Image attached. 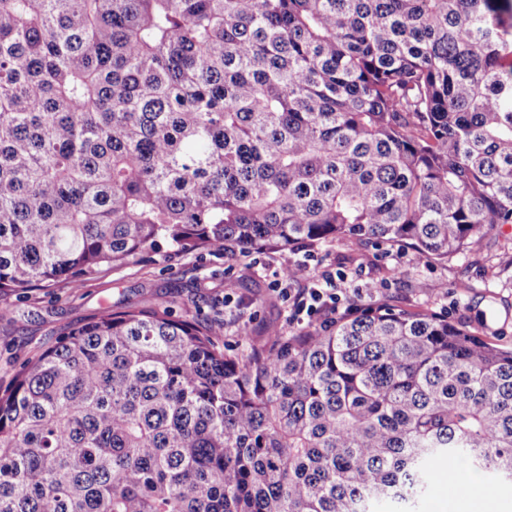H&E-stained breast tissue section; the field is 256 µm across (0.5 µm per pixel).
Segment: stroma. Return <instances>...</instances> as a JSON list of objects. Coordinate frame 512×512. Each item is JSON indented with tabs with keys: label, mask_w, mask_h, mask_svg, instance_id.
<instances>
[{
	"label": "stroma",
	"mask_w": 512,
	"mask_h": 512,
	"mask_svg": "<svg viewBox=\"0 0 512 512\" xmlns=\"http://www.w3.org/2000/svg\"><path fill=\"white\" fill-rule=\"evenodd\" d=\"M306 264L304 278L278 280L285 268ZM344 271L346 292L357 305L369 304L360 288L379 281V302L424 310L467 326L481 338L512 348V224L487 236L464 254L426 262L406 247L361 243L349 238L287 250L259 248L230 258L209 251L178 254L162 250L151 258L107 269L82 287L58 283L11 298L0 313V383H8L16 365L36 358L71 328L98 317L104 309L121 310L144 302L162 303L173 315L190 321L216 320L224 325L226 350L244 347L245 336H261L267 327L294 331L288 322L287 292L323 287L322 277ZM399 279H390L391 271ZM234 282L226 292V282ZM461 499L480 512H512V486L476 489L468 471L436 467L428 494L417 512H435L442 501Z\"/></svg>",
	"instance_id": "1"
}]
</instances>
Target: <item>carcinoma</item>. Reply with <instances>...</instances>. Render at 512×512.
<instances>
[{
	"label": "carcinoma",
	"mask_w": 512,
	"mask_h": 512,
	"mask_svg": "<svg viewBox=\"0 0 512 512\" xmlns=\"http://www.w3.org/2000/svg\"><path fill=\"white\" fill-rule=\"evenodd\" d=\"M512 224V0H0V306L166 246ZM512 482V349L372 304L228 353L106 309L0 387V512H414ZM454 469L455 463L435 468L432 475L431 488L428 494L421 499L417 512H436L435 509L442 501L448 498H459L469 507H480V510H465L461 512H512V486L498 485L489 490L485 479L484 488L471 487L470 472L460 468L457 473H448Z\"/></svg>",
	"instance_id": "cac0c4a2"
}]
</instances>
